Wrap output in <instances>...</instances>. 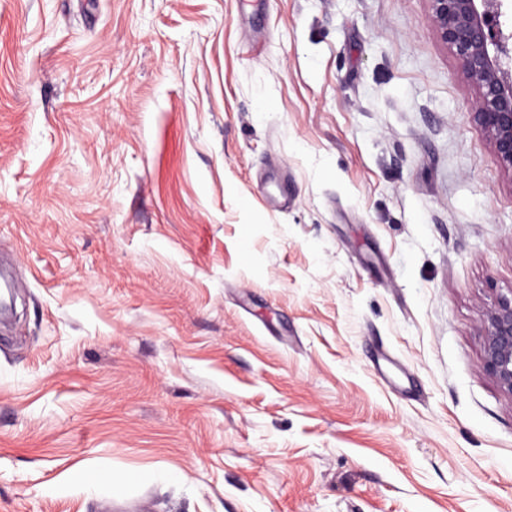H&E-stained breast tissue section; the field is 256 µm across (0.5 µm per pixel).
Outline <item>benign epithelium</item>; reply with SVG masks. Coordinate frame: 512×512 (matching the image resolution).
Wrapping results in <instances>:
<instances>
[{
  "label": "benign epithelium",
  "mask_w": 512,
  "mask_h": 512,
  "mask_svg": "<svg viewBox=\"0 0 512 512\" xmlns=\"http://www.w3.org/2000/svg\"><path fill=\"white\" fill-rule=\"evenodd\" d=\"M482 2L478 10L476 2ZM441 41L451 46L477 90L473 119L502 169L512 173V35L495 31L503 0H430ZM481 366L512 396V296L499 297L480 324Z\"/></svg>",
  "instance_id": "1"
}]
</instances>
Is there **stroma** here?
<instances>
[{
	"mask_svg": "<svg viewBox=\"0 0 512 512\" xmlns=\"http://www.w3.org/2000/svg\"><path fill=\"white\" fill-rule=\"evenodd\" d=\"M431 14L0 0V512H512V176ZM481 366L487 376L512 396V294L500 296L480 324Z\"/></svg>",
	"mask_w": 512,
	"mask_h": 512,
	"instance_id": "35a3bbf8",
	"label": "stroma"
}]
</instances>
